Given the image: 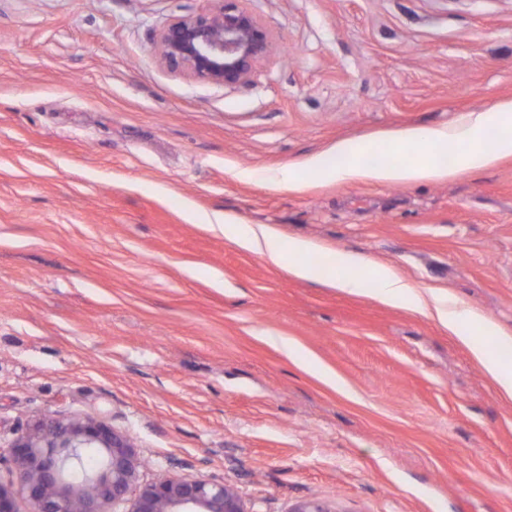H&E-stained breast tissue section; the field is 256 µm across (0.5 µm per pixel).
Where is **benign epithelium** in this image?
<instances>
[{
  "label": "benign epithelium",
  "instance_id": "7a95c632",
  "mask_svg": "<svg viewBox=\"0 0 512 512\" xmlns=\"http://www.w3.org/2000/svg\"><path fill=\"white\" fill-rule=\"evenodd\" d=\"M207 11L174 19L159 34L163 63L196 79L233 86L247 82L273 52L267 29L241 0H213ZM89 448L101 466L79 480L70 470ZM15 478L0 481V512H247L237 491L223 483L179 477L138 484L142 464L132 438L94 417H46L0 442V459Z\"/></svg>",
  "mask_w": 512,
  "mask_h": 512
}]
</instances>
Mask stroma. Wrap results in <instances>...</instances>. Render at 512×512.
Wrapping results in <instances>:
<instances>
[{"mask_svg":"<svg viewBox=\"0 0 512 512\" xmlns=\"http://www.w3.org/2000/svg\"><path fill=\"white\" fill-rule=\"evenodd\" d=\"M242 5L274 52L220 86L156 48L211 0H0V437L96 417L133 436L139 483L224 482L248 512H512V399L447 329L205 228L357 253L512 335V156L325 175L337 142L512 100V0Z\"/></svg>","mask_w":512,"mask_h":512,"instance_id":"stroma-1","label":"stroma"}]
</instances>
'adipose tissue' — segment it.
Here are the masks:
<instances>
[{
    "label": "adipose tissue",
    "mask_w": 512,
    "mask_h": 512,
    "mask_svg": "<svg viewBox=\"0 0 512 512\" xmlns=\"http://www.w3.org/2000/svg\"><path fill=\"white\" fill-rule=\"evenodd\" d=\"M491 129L498 131L499 136L489 147L485 144V134ZM368 149L364 143H338L336 155L341 162L331 170V177L339 182L415 183L489 168L512 155V100L471 112L462 124L448 130L411 131L378 144L377 152L388 156V163L364 164L363 156ZM451 152L455 153L456 161L450 167L444 159ZM218 230L226 240L265 254L273 264L287 267L301 279L354 293L361 277L365 276L373 285L374 297L382 303L414 312L432 313L467 347L500 392L512 399V362L499 357L480 340L484 334L499 335L498 326L452 296L415 288L392 266L365 265L363 259L353 252L338 254L333 266H317L307 260L313 249L310 242L295 239L288 247H281L278 239L262 224H242L228 218Z\"/></svg>",
    "instance_id": "ef3b65f1"
}]
</instances>
